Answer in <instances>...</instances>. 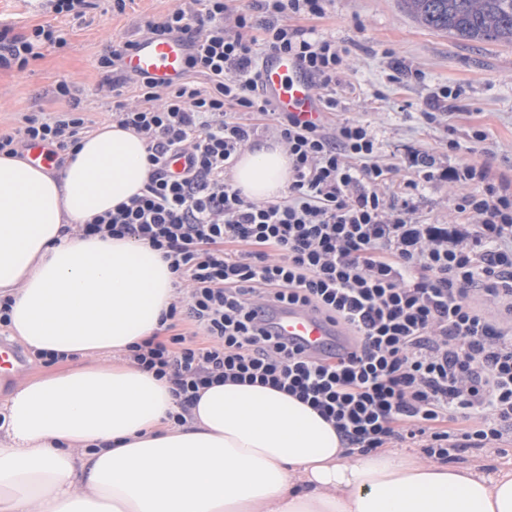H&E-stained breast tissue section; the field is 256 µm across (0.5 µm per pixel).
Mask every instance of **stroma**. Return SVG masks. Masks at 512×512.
<instances>
[{
  "mask_svg": "<svg viewBox=\"0 0 512 512\" xmlns=\"http://www.w3.org/2000/svg\"><path fill=\"white\" fill-rule=\"evenodd\" d=\"M178 0H127L124 12L113 0H93L86 19L57 17L36 7L34 0H0V22L19 33L40 25L61 29L63 47H47L25 72L0 69V132L10 131L23 112H52L58 107L55 87L66 80L80 89L84 107L97 127L107 124L109 98L98 87L102 74L97 57L112 46L141 37L148 20L174 8ZM319 35L345 49V69L336 84L342 117L371 126L381 152L393 163L389 193L402 199L408 182L417 180L408 154H433L442 168L478 160L496 179L512 181V48L479 44L423 28L400 0H329L326 17L316 22ZM459 89L456 99H442L443 88ZM441 114L427 124L423 111ZM486 139L469 140L471 127ZM460 147L451 151L448 140ZM459 189L445 180L427 183L414 196L419 219L433 224L454 222ZM454 464L474 467L485 475L512 469V439L501 449H472Z\"/></svg>",
  "mask_w": 512,
  "mask_h": 512,
  "instance_id": "obj_1",
  "label": "stroma"
}]
</instances>
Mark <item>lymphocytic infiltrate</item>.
Returning a JSON list of instances; mask_svg holds the SVG:
<instances>
[{"mask_svg":"<svg viewBox=\"0 0 512 512\" xmlns=\"http://www.w3.org/2000/svg\"><path fill=\"white\" fill-rule=\"evenodd\" d=\"M328 0H179L150 37H178L190 54L160 83L126 72L124 42L98 57L110 122L147 142L141 195L77 230L131 238L168 260L177 295L161 319L166 339L131 345L130 358L172 386L174 424L216 383L259 384L309 404L332 422L348 453L408 442L427 458L492 448L512 433V323L489 319L476 298L512 316V184L472 161L448 168L459 192L456 224H420L409 200H387L393 171L368 125L339 117L333 87L345 52L298 26ZM53 26L31 34L0 27V68L24 70L43 47L64 44ZM299 61L324 102L304 121L276 112L259 91L267 55ZM60 110L27 112L0 134V155L31 145L52 157L75 151L95 126L71 85ZM291 162L286 197L246 198L228 177L259 129ZM190 167L172 174V153ZM304 306L341 324L355 350L320 359L262 322L275 304Z\"/></svg>","mask_w":512,"mask_h":512,"instance_id":"obj_1","label":"lymphocytic infiltrate"}]
</instances>
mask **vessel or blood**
<instances>
[{
    "mask_svg": "<svg viewBox=\"0 0 512 512\" xmlns=\"http://www.w3.org/2000/svg\"><path fill=\"white\" fill-rule=\"evenodd\" d=\"M190 49L180 38H139L123 58L124 68L160 82L176 80L186 66ZM261 89L278 111L317 118L322 110L314 86L297 60L283 53L270 55L261 75ZM275 333L307 353L320 358L353 351L351 335L318 313L300 306L281 305L269 309ZM25 368L19 350L0 341V377L10 378Z\"/></svg>",
    "mask_w": 512,
    "mask_h": 512,
    "instance_id": "b4317fda",
    "label": "vessel or blood"
}]
</instances>
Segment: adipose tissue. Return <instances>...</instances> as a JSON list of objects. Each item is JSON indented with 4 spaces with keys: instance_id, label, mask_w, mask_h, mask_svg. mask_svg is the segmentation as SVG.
<instances>
[{
    "instance_id": "1",
    "label": "adipose tissue",
    "mask_w": 512,
    "mask_h": 512,
    "mask_svg": "<svg viewBox=\"0 0 512 512\" xmlns=\"http://www.w3.org/2000/svg\"><path fill=\"white\" fill-rule=\"evenodd\" d=\"M147 144L112 124L60 172L0 155V295L11 337L72 361L0 405V512H512V471L347 454L310 405L260 385L203 390L173 424L171 385L132 361L176 296L167 260L128 238L73 227L140 194ZM278 142L246 148L243 194L281 198Z\"/></svg>"
}]
</instances>
